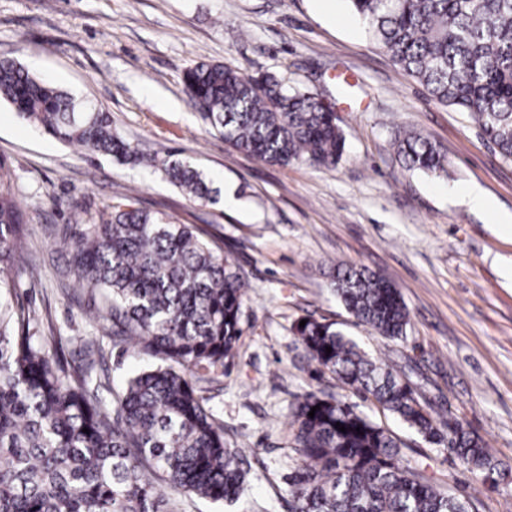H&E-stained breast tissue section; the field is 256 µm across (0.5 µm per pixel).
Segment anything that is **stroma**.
<instances>
[{"label": "stroma", "instance_id": "obj_1", "mask_svg": "<svg viewBox=\"0 0 512 512\" xmlns=\"http://www.w3.org/2000/svg\"><path fill=\"white\" fill-rule=\"evenodd\" d=\"M336 9L334 24L315 0H0V58L107 112L157 160L191 162L219 191L215 203L188 200L152 167L63 145L0 103V158L15 174L31 247L12 302L36 312L41 334L76 367L71 339L98 336L97 299L66 274L65 242L85 212L135 189L144 210L194 225L246 286L238 353L203 392L225 440L248 455L246 491L223 506L161 484L177 512H292L290 406L321 390L388 430L403 461L440 490L467 493L478 512H512V484L490 489L446 448L341 387L293 331L309 314L337 323L409 381L435 419L462 420L512 469V239L449 194L476 184L512 215V162L469 113L396 67L348 0ZM199 62L271 74L332 103L346 138L340 162L280 167L232 147L185 100L183 72ZM409 130L441 147L446 175L400 165L394 137ZM339 264L399 288L405 340L347 312L331 289Z\"/></svg>", "mask_w": 512, "mask_h": 512}]
</instances>
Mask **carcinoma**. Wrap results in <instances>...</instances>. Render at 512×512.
Listing matches in <instances>:
<instances>
[{
  "instance_id": "obj_1",
  "label": "carcinoma",
  "mask_w": 512,
  "mask_h": 512,
  "mask_svg": "<svg viewBox=\"0 0 512 512\" xmlns=\"http://www.w3.org/2000/svg\"><path fill=\"white\" fill-rule=\"evenodd\" d=\"M349 2L395 66L433 100L469 113L512 162V0ZM183 86L188 104L225 141L264 163L329 167L342 159L345 137L332 113L271 75L245 77L202 62L186 69ZM0 101L62 144L156 166L112 131L107 113L11 59H0ZM395 145L406 170L447 173L445 154L423 134L401 132ZM160 170L189 199L211 198L190 163L165 160ZM26 224L14 173L0 159V512H164L160 472L176 489L235 504L246 490L244 451L224 439L201 392L220 382L238 348V272L193 225L137 207L132 194L78 224L70 271L104 298L93 320L106 323L112 346L132 343L137 355L160 361L131 375L108 405L102 391L111 387L98 373L104 344L73 337L80 365L69 372L39 335L36 312L8 300L12 271L29 251ZM332 288L360 322L391 340L406 338L409 312L384 275L339 265ZM294 330L311 361L337 381L448 448L483 482L496 488L505 480L481 437L456 419L438 424L408 383L335 324L308 316ZM290 416L295 512H475L468 496L442 493L403 463L391 435L357 405L307 392Z\"/></svg>"
}]
</instances>
